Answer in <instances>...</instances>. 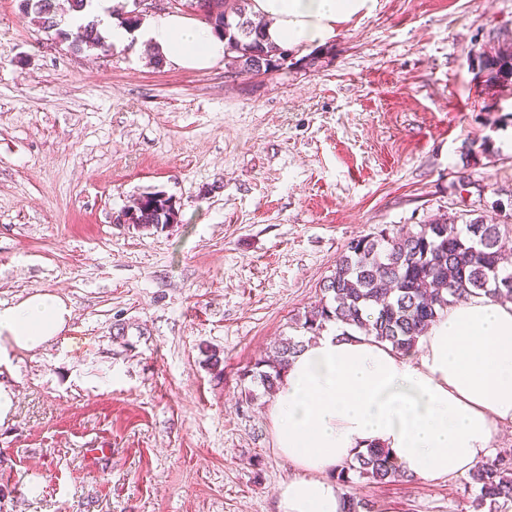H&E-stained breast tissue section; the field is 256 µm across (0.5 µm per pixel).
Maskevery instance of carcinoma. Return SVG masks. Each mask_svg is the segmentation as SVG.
<instances>
[{
	"label": "carcinoma",
	"mask_w": 512,
	"mask_h": 512,
	"mask_svg": "<svg viewBox=\"0 0 512 512\" xmlns=\"http://www.w3.org/2000/svg\"><path fill=\"white\" fill-rule=\"evenodd\" d=\"M249 4L250 0H190L187 6L226 39V72L249 75L259 61L275 70L288 68L290 53L265 39L251 19ZM19 8L75 52L112 47L93 21L74 32L61 29L57 0H20ZM112 14L129 30L143 20V15L133 10L119 8ZM481 66L487 82L512 90L511 45L493 48L483 55ZM176 220L172 198L161 192L140 197L118 218L124 224L157 229ZM502 237L501 225L477 217L462 228L434 221L420 224L414 231L393 226L350 239L320 287L322 297L296 322L303 334L275 341L264 357L244 370L243 378L250 379L265 394L275 393L290 360L301 351L304 338L319 334L328 323L354 325L393 349L408 353L429 323L448 308L450 299L487 294L512 300V286L504 287V283L512 282V254L503 249ZM353 475L378 484L405 478L390 461L388 451L378 446L340 468L336 482L344 487ZM470 484L477 489L472 501L474 512H502L512 503V456L488 458L470 473Z\"/></svg>",
	"instance_id": "1"
}]
</instances>
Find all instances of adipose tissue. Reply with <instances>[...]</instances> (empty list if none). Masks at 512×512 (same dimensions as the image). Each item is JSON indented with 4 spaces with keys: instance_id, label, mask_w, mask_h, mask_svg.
<instances>
[{
    "instance_id": "1",
    "label": "adipose tissue",
    "mask_w": 512,
    "mask_h": 512,
    "mask_svg": "<svg viewBox=\"0 0 512 512\" xmlns=\"http://www.w3.org/2000/svg\"><path fill=\"white\" fill-rule=\"evenodd\" d=\"M112 0H92L70 27L96 22L113 46L150 45L173 64L207 69L224 39L201 21L162 14L136 29L119 25ZM375 0H252L269 41L324 46L341 24L368 16ZM70 311L48 292L0 309V338L32 350L57 336ZM405 355L343 325H328L290 362L268 414L275 448L293 473L277 512H347L333 473L368 446L388 448L397 470L424 481L466 473L496 454L512 424V303L475 295L449 305Z\"/></svg>"
}]
</instances>
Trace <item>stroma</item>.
I'll return each mask as SVG.
<instances>
[{"label":"stroma","instance_id":"stroma-1","mask_svg":"<svg viewBox=\"0 0 512 512\" xmlns=\"http://www.w3.org/2000/svg\"><path fill=\"white\" fill-rule=\"evenodd\" d=\"M510 37L512 0H376L292 67L234 77L77 53L0 0V309L44 291L70 310L0 356V512H276L291 468L242 373L350 238L512 216V93L478 75ZM156 191L177 223H117ZM468 480L346 494L471 512Z\"/></svg>","mask_w":512,"mask_h":512}]
</instances>
